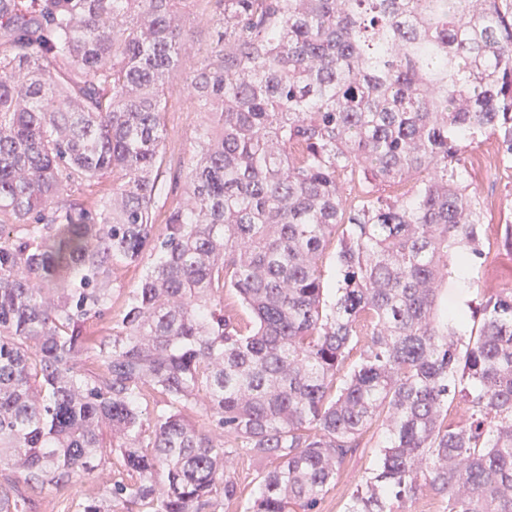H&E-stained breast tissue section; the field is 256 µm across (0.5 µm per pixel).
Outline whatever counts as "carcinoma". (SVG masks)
<instances>
[{"instance_id":"carcinoma-1","label":"carcinoma","mask_w":512,"mask_h":512,"mask_svg":"<svg viewBox=\"0 0 512 512\" xmlns=\"http://www.w3.org/2000/svg\"><path fill=\"white\" fill-rule=\"evenodd\" d=\"M191 5L205 121L159 226ZM481 138L512 168V0H0V512L114 456L80 512H216L240 454L269 464L244 512H318L375 426L347 512H410L423 484L443 512H512V288L466 342L439 303L483 254ZM146 258L93 335L115 266Z\"/></svg>"}]
</instances>
